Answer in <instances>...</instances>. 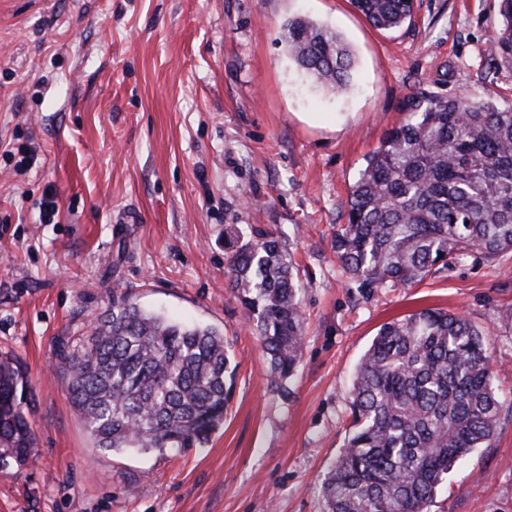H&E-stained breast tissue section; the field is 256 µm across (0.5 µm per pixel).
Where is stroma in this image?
Segmentation results:
<instances>
[{
  "label": "stroma",
  "mask_w": 512,
  "mask_h": 512,
  "mask_svg": "<svg viewBox=\"0 0 512 512\" xmlns=\"http://www.w3.org/2000/svg\"><path fill=\"white\" fill-rule=\"evenodd\" d=\"M498 0H416L395 30L350 0H0V354L30 383L37 459L0 471V512H325L356 366L383 323L421 308L490 328L501 401L492 447L428 512H512V253L469 256L411 288H362L334 239L343 204L420 93L512 105L488 38ZM339 32L349 93L317 88L281 40L289 18ZM35 147L17 170L9 149ZM54 199L57 223L40 221ZM288 243L305 342L286 389L225 275L227 225ZM127 295L224 334L237 363L224 423L181 453L95 448L66 395L63 348Z\"/></svg>",
  "instance_id": "stroma-1"
}]
</instances>
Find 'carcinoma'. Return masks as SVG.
<instances>
[{
	"mask_svg": "<svg viewBox=\"0 0 512 512\" xmlns=\"http://www.w3.org/2000/svg\"><path fill=\"white\" fill-rule=\"evenodd\" d=\"M415 0H351L377 29L412 18ZM290 58L323 89L350 87L353 54L340 34L306 18L283 26ZM490 47L512 69V0H499ZM366 158L345 203L334 250L362 288L413 286L476 252H512V106L476 94L422 95ZM229 285L251 315L284 388L302 355L298 271L281 237L242 239L237 225ZM460 313L422 309L384 323L357 365L352 423L322 486L326 512H427L445 476L498 426L487 336ZM67 395L96 447L203 446L224 422L235 368L224 334L146 312L126 296L63 354ZM26 376L0 357V467L34 459Z\"/></svg>",
	"mask_w": 512,
	"mask_h": 512,
	"instance_id": "1",
	"label": "carcinoma"
}]
</instances>
